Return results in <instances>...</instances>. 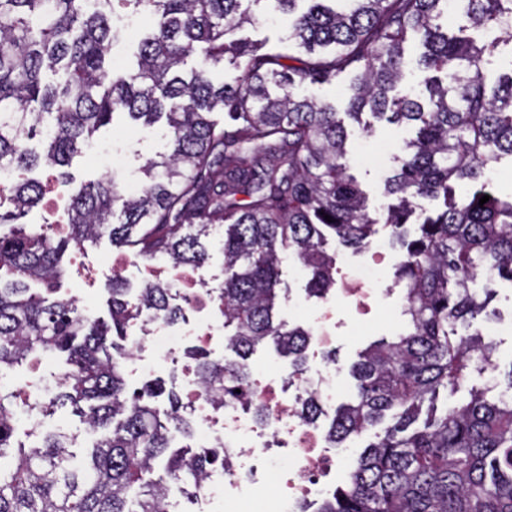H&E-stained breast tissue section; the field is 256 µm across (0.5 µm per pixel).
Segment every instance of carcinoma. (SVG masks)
<instances>
[{
	"instance_id": "1",
	"label": "carcinoma",
	"mask_w": 512,
	"mask_h": 512,
	"mask_svg": "<svg viewBox=\"0 0 512 512\" xmlns=\"http://www.w3.org/2000/svg\"><path fill=\"white\" fill-rule=\"evenodd\" d=\"M300 0H0V169L14 175L0 199V369L34 352L66 354L69 400L90 429L104 430L82 469L61 434L41 444H14L17 393L0 391V512H164L171 485L201 476L216 453H189L172 435L190 434L172 409L161 414L153 398L159 383L128 392L111 351L126 339L132 313L125 281L112 277L111 323L84 318L70 301L29 288H52L62 275L60 253L107 237L150 260L198 268L208 259L203 239L224 225V327L238 360L224 365L198 353L201 383L218 399L236 398L249 381L247 361L270 340L305 362L309 333L275 311L281 255L290 251L309 273V292L336 285V256L323 249L324 230L355 251L369 246L371 219L356 180L348 174L346 131L336 110L293 93L295 83L357 71L346 115L364 110L390 123L410 122L415 136L399 158L388 192L397 203L385 224L403 248L396 277L404 283L409 330L364 349L351 366L355 399L337 410L328 435L340 444L362 436L388 412L395 422L366 445L344 488L320 512H512V398L494 401L473 391L443 415L430 412L412 428L425 403L444 389L459 391L470 366L492 364L494 343L461 333L485 311L472 288L482 268L512 281V197L485 188L461 204L448 188L474 182L504 156L512 157V75L487 92L482 66L499 41L482 46L442 32L448 0H321L296 12ZM120 5L151 21L139 43L136 68L112 66L110 45L119 30L110 9ZM288 17L289 37L302 52L270 55L235 34L260 15L252 6ZM475 28L501 27L512 0H462ZM421 34L420 64L443 72L429 103L393 94L402 78L404 43ZM203 67L190 78L179 67L195 51ZM241 69L233 85H215L210 70ZM61 75L46 82L45 72ZM226 113L227 130L211 118ZM126 112L151 124L166 120L170 151L147 161L146 184L123 192L114 177L82 186L72 198L68 239L17 223L44 197L39 182L21 176L40 163L64 167L83 152L99 128ZM44 137L42 155L28 142ZM490 195L485 204L479 199ZM443 209L407 239L406 216L422 202ZM119 221H114L115 212ZM333 221L328 222L324 215ZM141 301L174 320L169 286L140 288ZM165 476L149 479L159 461Z\"/></svg>"
}]
</instances>
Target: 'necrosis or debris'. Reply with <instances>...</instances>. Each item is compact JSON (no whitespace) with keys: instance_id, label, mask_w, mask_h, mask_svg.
<instances>
[{"instance_id":"necrosis-or-debris-1","label":"necrosis or debris","mask_w":512,"mask_h":512,"mask_svg":"<svg viewBox=\"0 0 512 512\" xmlns=\"http://www.w3.org/2000/svg\"><path fill=\"white\" fill-rule=\"evenodd\" d=\"M170 285L171 297L185 309V320L175 325L133 301L127 327L131 374L149 376L163 365L178 363L186 343L210 352L224 342V304L218 289L199 270L188 267L178 268ZM182 389L180 415L198 426L199 447L226 454L208 466L199 486L188 487L195 512H229L245 473L254 474L255 484L265 489L258 502L275 495L282 512H295L302 503L317 504L336 465V451L317 426L302 420L297 404L309 395L322 409H330L340 392L334 368L252 375L250 402L265 408L269 418L264 425L249 417L250 403L216 399L201 386L196 370L184 375Z\"/></svg>"}]
</instances>
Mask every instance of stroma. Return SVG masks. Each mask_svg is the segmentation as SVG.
<instances>
[{
    "mask_svg": "<svg viewBox=\"0 0 512 512\" xmlns=\"http://www.w3.org/2000/svg\"><path fill=\"white\" fill-rule=\"evenodd\" d=\"M240 35L261 43L264 52L270 54L291 55L295 52L293 43L288 39V24L282 19H269L255 26H244ZM354 80V73L347 72L323 83L307 82L298 85L295 92L298 96L333 106L336 112L345 114L349 86ZM344 126L348 134L347 148L355 159L350 172L367 196L371 215L381 216L391 201L385 191V184L393 173L395 156L400 154L405 140L411 136L410 129L403 124L374 120L368 113L363 114L358 122L346 118ZM96 138L112 142L114 148L125 153L126 167L132 175L134 187L137 188L142 187L145 182L141 168L146 159L164 151L166 145L162 124L151 127L135 125L123 115L116 116L110 126L97 133ZM67 172V179L58 183V197L44 198L37 208L24 217V224H46L57 214L69 216V203L76 189L103 176L100 164L83 153L73 157ZM376 229V241L386 245L384 259L378 266V286L390 289L391 294L366 315L356 313L346 298L338 300L343 325L331 351L335 353L336 364L340 369L339 381L344 392L339 400L343 403L351 400L355 393L349 368L356 361L359 352L375 340L396 336L407 324V318L403 314L404 289L395 277L399 250L389 245V230L384 224L378 223ZM307 281L308 274L295 255L286 256L282 263L281 283L277 289L276 311L280 318L308 329L313 325L316 298L309 294ZM476 286L480 289H491L489 307L493 316L489 319L478 316L473 322L474 327L482 329L492 323H512V283L498 278L482 277L478 279ZM494 343V383H487L481 370L468 369L464 389L454 394L440 392L436 401L438 409L468 400L469 393L473 390L486 392L488 397L493 398L498 391L505 389L508 379L512 378V334L496 336ZM44 427L66 432L72 440L74 453L80 459L84 458L86 447L94 440L68 404L56 405L34 418L21 416L16 424V438L28 445L35 443Z\"/></svg>",
    "mask_w": 512,
    "mask_h": 512,
    "instance_id": "obj_1",
    "label": "stroma"
}]
</instances>
